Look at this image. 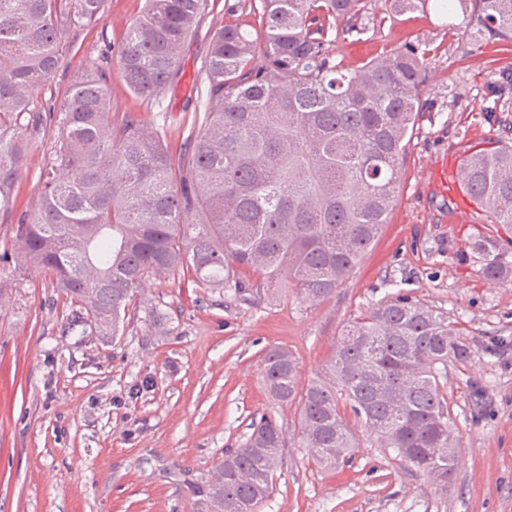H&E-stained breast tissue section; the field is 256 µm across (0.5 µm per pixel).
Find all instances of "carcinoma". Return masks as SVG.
<instances>
[{
    "label": "carcinoma",
    "instance_id": "carcinoma-1",
    "mask_svg": "<svg viewBox=\"0 0 512 512\" xmlns=\"http://www.w3.org/2000/svg\"><path fill=\"white\" fill-rule=\"evenodd\" d=\"M401 15L427 0H384ZM477 33L512 39V0H458ZM209 0H146L114 67L152 102ZM105 0H0V211L28 168L39 98L63 37L97 23ZM258 24L214 30L200 73L198 132L175 160L153 130L112 104L111 73L93 62L71 79L41 194L12 240L27 266L50 274L101 336L120 332L151 276L192 271L207 288H243L256 273L309 302L333 297L393 209L405 146L423 112L427 59L413 46L343 72L329 30H361L365 0H259ZM461 188L489 214L475 239L481 273L512 280V124L461 162ZM448 317L422 303L382 302L342 327L325 375L298 387L292 352L261 360L277 404L299 406V447L322 469L351 459L341 404L441 494L460 440L444 391L448 363L469 358ZM285 438L272 415L196 489L205 512H258L274 491Z\"/></svg>",
    "mask_w": 512,
    "mask_h": 512
}]
</instances>
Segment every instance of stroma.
Returning a JSON list of instances; mask_svg holds the SVG:
<instances>
[{"label":"stroma","mask_w":512,"mask_h":512,"mask_svg":"<svg viewBox=\"0 0 512 512\" xmlns=\"http://www.w3.org/2000/svg\"><path fill=\"white\" fill-rule=\"evenodd\" d=\"M231 2L210 0L161 106L112 79L120 110L164 129L172 156L196 132L191 102L212 31L256 22L228 11ZM144 6L107 0L99 23L68 37L40 100L27 172L12 208L0 211V512H196L197 486L269 414L286 445L263 512H512V281L482 276L474 226L448 221L468 199L444 193L432 169L438 161L456 171L476 144L496 138L495 117L512 119V92L488 93L512 68V39L478 36L461 9L440 0L392 18L384 0H366L363 34L329 32L333 64L353 71L412 45L430 65L397 201L350 278L313 304L253 275L237 294L204 287L187 270L163 273L145 283L118 336L102 338L49 275L20 264L12 236L39 194L74 72L115 56ZM398 296L442 312L453 339L472 350L448 366L461 446L444 495L357 422L352 458L319 469L298 445L296 408L274 404L261 377L264 352L283 346L307 384L324 373L350 318Z\"/></svg>","instance_id":"1"}]
</instances>
